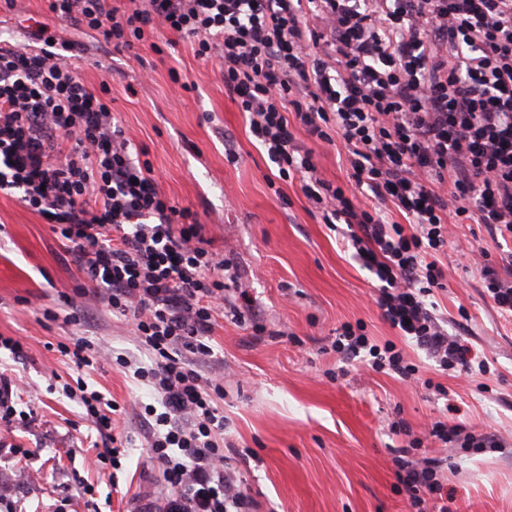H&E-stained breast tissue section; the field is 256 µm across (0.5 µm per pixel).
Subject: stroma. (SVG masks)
<instances>
[{"label": "stroma", "instance_id": "35a3bbf8", "mask_svg": "<svg viewBox=\"0 0 512 512\" xmlns=\"http://www.w3.org/2000/svg\"><path fill=\"white\" fill-rule=\"evenodd\" d=\"M63 36L86 45L80 76L109 85L114 116L146 147L161 191L198 213L237 272L228 301L244 289L258 309L260 336L230 310L216 314L213 353L202 365L205 374L225 376L215 404L234 444L227 456L257 512H410L394 464L406 447L411 459H431L443 472L448 512H512V320L497 312L471 261L485 251L499 277L512 280L502 263L512 238L493 237L480 224L452 225L438 256L445 286L434 292L436 312L490 371H438L383 319L371 274L340 232L310 213L300 179H279L225 94L217 60L198 58L181 38L159 55L146 45L117 51L68 25ZM173 69L195 90L173 84ZM229 141L233 164L224 153ZM298 142L314 150L320 178L348 182L342 145H315L303 135ZM93 290L49 224L0 193V336L23 346L18 359L0 350V365L19 388L10 419H0V512H134L152 500L157 469L143 407L153 397L131 369L149 355L134 342L129 319ZM356 321L376 343L401 342L417 381L357 359L341 363L332 349L336 330ZM79 339L100 349L93 366L79 369L61 356V345ZM121 356L127 365L118 364ZM81 381L118 408L117 431L127 440L119 461L97 455L75 393ZM439 385L448 399H439ZM445 419L493 436L497 448L432 438L411 448L426 424ZM397 421L409 433L393 434Z\"/></svg>", "mask_w": 512, "mask_h": 512}]
</instances>
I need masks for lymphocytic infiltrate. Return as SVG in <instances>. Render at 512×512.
<instances>
[{"instance_id":"obj_1","label":"lymphocytic infiltrate","mask_w":512,"mask_h":512,"mask_svg":"<svg viewBox=\"0 0 512 512\" xmlns=\"http://www.w3.org/2000/svg\"><path fill=\"white\" fill-rule=\"evenodd\" d=\"M44 0L38 49L0 42V192L49 216L68 254L133 319L154 361L136 367L163 412L145 407L160 473L150 512H253L229 467L220 380L206 376L227 266L190 208L164 195L150 163L134 158L115 124L108 85L94 88L68 62L79 43L51 22L95 32L115 50L161 37L190 39L219 57L224 91L280 180L302 174L323 223L343 224L376 282V304L440 370L471 363L431 296L448 223L512 235V0ZM312 141L347 151L351 186L317 175ZM367 188L373 204L357 191ZM397 220H389L388 211ZM337 352L413 380L393 342L342 324ZM413 512H448L433 465L396 459Z\"/></svg>"}]
</instances>
